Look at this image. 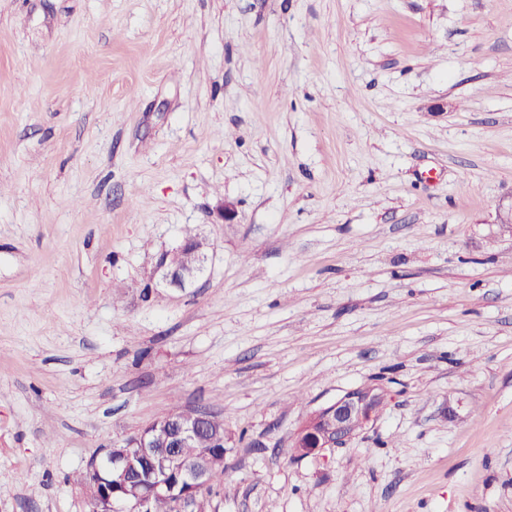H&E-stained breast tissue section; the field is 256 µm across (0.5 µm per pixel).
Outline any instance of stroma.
<instances>
[{
  "instance_id": "35a3bbf8",
  "label": "stroma",
  "mask_w": 512,
  "mask_h": 512,
  "mask_svg": "<svg viewBox=\"0 0 512 512\" xmlns=\"http://www.w3.org/2000/svg\"><path fill=\"white\" fill-rule=\"evenodd\" d=\"M511 205L512 0H0V512L175 407L210 512H512ZM209 244L206 239L186 238L175 249L160 255L155 273L167 288H186L192 284L204 267ZM388 401L387 390L367 386L347 391L332 404L315 412L300 427L295 448L312 455L325 448L343 447L381 414Z\"/></svg>"
}]
</instances>
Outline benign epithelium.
<instances>
[{
  "label": "benign epithelium",
  "instance_id": "1",
  "mask_svg": "<svg viewBox=\"0 0 512 512\" xmlns=\"http://www.w3.org/2000/svg\"><path fill=\"white\" fill-rule=\"evenodd\" d=\"M208 248L204 238H186L175 249L160 255L155 273L166 287L182 289L198 277ZM387 401L388 392L380 385L346 392L302 424L296 439L300 452L312 455L346 445L379 417ZM209 421L210 412L204 409L178 411L152 421L129 437L124 448L109 449L108 458L126 488V512H151L152 494L140 490V467L148 465L156 475L153 490H166L163 477L186 469L187 461L180 449L207 433ZM87 492L91 512H114L112 499L102 496L98 487L89 486Z\"/></svg>",
  "mask_w": 512,
  "mask_h": 512
}]
</instances>
